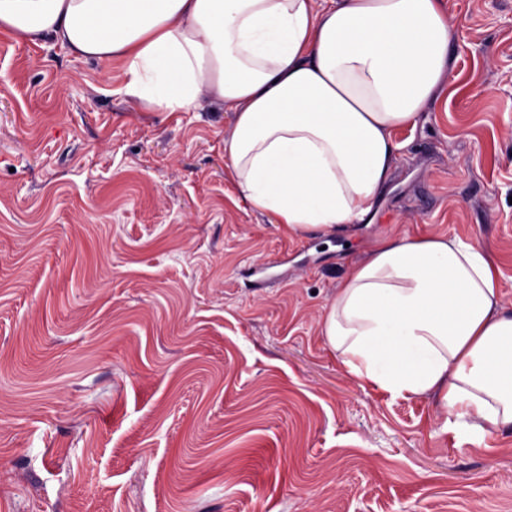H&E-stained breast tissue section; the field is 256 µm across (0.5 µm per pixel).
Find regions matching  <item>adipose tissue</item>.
Segmentation results:
<instances>
[{
  "mask_svg": "<svg viewBox=\"0 0 512 512\" xmlns=\"http://www.w3.org/2000/svg\"><path fill=\"white\" fill-rule=\"evenodd\" d=\"M0 32L120 58L150 112L233 116L224 153L249 205L293 233L372 223L395 129L450 71L446 0H0ZM480 245L385 238L352 267L321 331L356 377L397 398L512 428V312Z\"/></svg>",
  "mask_w": 512,
  "mask_h": 512,
  "instance_id": "obj_1",
  "label": "adipose tissue"
}]
</instances>
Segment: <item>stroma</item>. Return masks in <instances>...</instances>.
Listing matches in <instances>:
<instances>
[{
	"label": "stroma",
	"instance_id": "obj_1",
	"mask_svg": "<svg viewBox=\"0 0 512 512\" xmlns=\"http://www.w3.org/2000/svg\"><path fill=\"white\" fill-rule=\"evenodd\" d=\"M448 8L442 94L333 236L248 204L219 105L143 112L121 60L0 33V512H512L511 428L321 334L382 237L480 243L512 310V0Z\"/></svg>",
	"mask_w": 512,
	"mask_h": 512
}]
</instances>
